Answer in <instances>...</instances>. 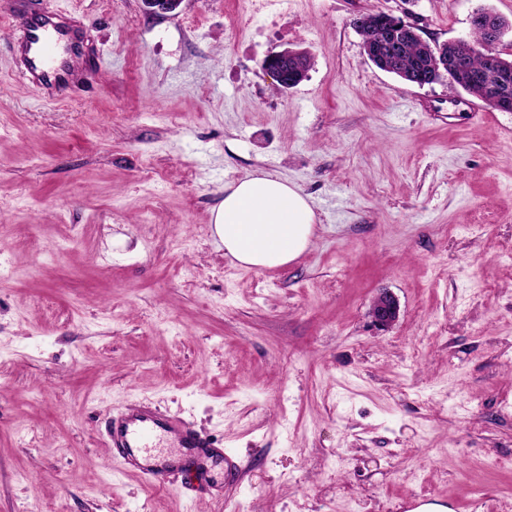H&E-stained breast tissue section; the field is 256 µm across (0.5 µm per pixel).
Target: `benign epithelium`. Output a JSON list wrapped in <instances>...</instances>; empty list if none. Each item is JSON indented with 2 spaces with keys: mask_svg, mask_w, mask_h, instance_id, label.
Here are the masks:
<instances>
[{
  "mask_svg": "<svg viewBox=\"0 0 512 512\" xmlns=\"http://www.w3.org/2000/svg\"><path fill=\"white\" fill-rule=\"evenodd\" d=\"M182 2L183 0H142L144 10L153 15L172 13ZM472 22L484 29L483 49L493 58L492 64L485 71H468L452 54L442 50L424 65L413 70L397 69L396 59L400 54L403 37L409 35L418 38L420 34L415 24L390 13L379 18V35L376 40L364 44V52L375 66L388 73L397 72L410 85L423 87L441 79H446L463 90L471 85H478L483 89L486 100L497 110L512 112V65L504 62L496 50L504 31L490 16L477 13ZM302 56L301 51L285 49L267 55L261 67L279 87L289 89L308 76L309 67L302 64ZM370 314L376 325L389 328L399 318V303L392 294L383 292L373 301Z\"/></svg>",
  "mask_w": 512,
  "mask_h": 512,
  "instance_id": "1",
  "label": "benign epithelium"
}]
</instances>
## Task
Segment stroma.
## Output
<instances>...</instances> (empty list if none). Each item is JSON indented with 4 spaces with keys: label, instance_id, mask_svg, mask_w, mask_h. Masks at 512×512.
I'll list each match as a JSON object with an SVG mask.
<instances>
[{
    "label": "stroma",
    "instance_id": "stroma-1",
    "mask_svg": "<svg viewBox=\"0 0 512 512\" xmlns=\"http://www.w3.org/2000/svg\"><path fill=\"white\" fill-rule=\"evenodd\" d=\"M0 0V512H512V112L375 67L363 13L438 45L512 0H59L105 66L49 102ZM313 66L283 91L270 53ZM310 196L312 244L245 269L227 184ZM391 293L398 321L370 315ZM223 442V493L144 487L138 402ZM399 303L390 293L379 294L372 303L371 317L381 328L391 327L399 318Z\"/></svg>",
    "mask_w": 512,
    "mask_h": 512
}]
</instances>
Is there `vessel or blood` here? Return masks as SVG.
Listing matches in <instances>:
<instances>
[{"instance_id": "b4317fda", "label": "vessel or blood", "mask_w": 512, "mask_h": 512, "mask_svg": "<svg viewBox=\"0 0 512 512\" xmlns=\"http://www.w3.org/2000/svg\"><path fill=\"white\" fill-rule=\"evenodd\" d=\"M14 16L17 72L46 98L65 100L101 67V57L87 52L67 12L48 0H16ZM106 436L123 469L151 487L170 483L189 457L196 460L202 479L211 470L232 464L223 448L190 428L179 413L145 403L109 418Z\"/></svg>"}]
</instances>
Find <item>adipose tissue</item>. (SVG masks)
<instances>
[{"mask_svg": "<svg viewBox=\"0 0 512 512\" xmlns=\"http://www.w3.org/2000/svg\"><path fill=\"white\" fill-rule=\"evenodd\" d=\"M316 217L299 187L255 172L224 188L213 211V232L226 254L249 269L287 266L309 247Z\"/></svg>", "mask_w": 512, "mask_h": 512, "instance_id": "adipose-tissue-1", "label": "adipose tissue"}]
</instances>
